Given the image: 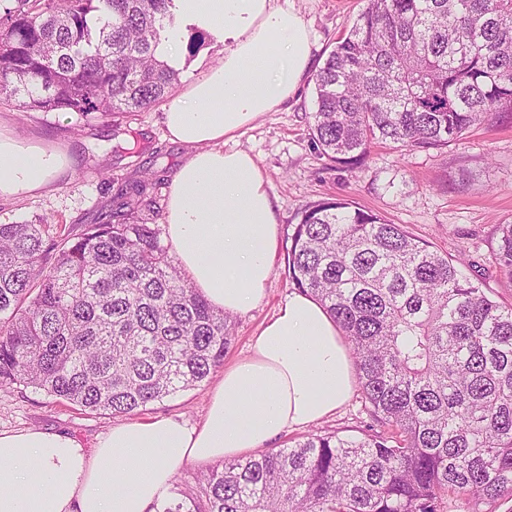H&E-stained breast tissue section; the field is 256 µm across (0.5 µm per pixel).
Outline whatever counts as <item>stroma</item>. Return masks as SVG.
<instances>
[{
	"label": "stroma",
	"mask_w": 512,
	"mask_h": 512,
	"mask_svg": "<svg viewBox=\"0 0 512 512\" xmlns=\"http://www.w3.org/2000/svg\"><path fill=\"white\" fill-rule=\"evenodd\" d=\"M313 34L315 66H322L336 38L365 8L366 0H296ZM179 50L168 62L181 85L201 77L224 55V44L207 29L176 24ZM314 84L305 79L298 94L278 111L260 116L240 131L231 146L250 153L267 177L278 222V246L268 293L251 312L233 318L234 341L225 363L246 356L262 323L294 292L285 274L284 257L293 227L315 201L342 198L372 209L404 226L441 253L462 259L464 275L480 272V283L493 300L512 303V285L494 264L496 227L512 221V115L485 120L442 149L409 150L394 144L374 145L364 164L348 168L323 157L310 140ZM164 106L130 114L95 118L84 123L74 112L18 111L0 98V131L27 143L65 149L70 162L47 189L0 197V224L30 223L45 218L82 230L96 223L113 189L154 171V189L166 204L169 188L187 149L166 137ZM209 377L200 386L136 414L141 422L176 416L199 422L208 394L216 384ZM369 417L359 395L313 427L282 433L274 442L283 448L309 431L356 434ZM122 417L73 408L43 391L22 385H0V431L41 429L60 432L93 448Z\"/></svg>",
	"instance_id": "stroma-1"
}]
</instances>
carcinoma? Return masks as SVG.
<instances>
[{
    "instance_id": "1",
    "label": "carcinoma",
    "mask_w": 512,
    "mask_h": 512,
    "mask_svg": "<svg viewBox=\"0 0 512 512\" xmlns=\"http://www.w3.org/2000/svg\"><path fill=\"white\" fill-rule=\"evenodd\" d=\"M174 0H0V95L89 120L166 99L157 56ZM311 140L359 166L372 144L442 148L512 112V0H367L314 75ZM113 198L79 234L0 224V384L127 416L204 382L232 343L161 246L148 194ZM495 264L512 283V222ZM457 257L346 199L301 212L288 277L346 336L377 428L310 433L216 465L157 512H448L512 497V304Z\"/></svg>"
}]
</instances>
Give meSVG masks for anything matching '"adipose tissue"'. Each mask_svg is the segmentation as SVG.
<instances>
[{
	"label": "adipose tissue",
	"instance_id": "adipose-tissue-1",
	"mask_svg": "<svg viewBox=\"0 0 512 512\" xmlns=\"http://www.w3.org/2000/svg\"><path fill=\"white\" fill-rule=\"evenodd\" d=\"M223 34L224 59L178 93L163 123L189 152L167 200L165 236L190 284L243 315L270 284L278 228L266 177L227 141L276 111L312 66L313 37L294 0H177ZM63 167L53 149L0 134V195L42 190ZM355 367L336 322L296 292L249 354L226 367L205 414L112 428L94 450L65 434L0 431V512H155L188 463L232 460L318 423L352 395Z\"/></svg>",
	"mask_w": 512,
	"mask_h": 512
}]
</instances>
